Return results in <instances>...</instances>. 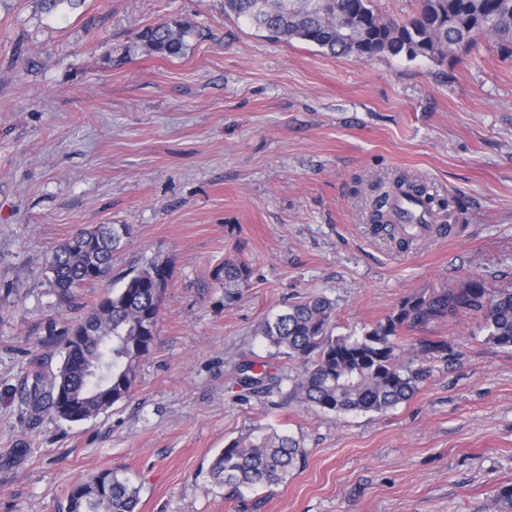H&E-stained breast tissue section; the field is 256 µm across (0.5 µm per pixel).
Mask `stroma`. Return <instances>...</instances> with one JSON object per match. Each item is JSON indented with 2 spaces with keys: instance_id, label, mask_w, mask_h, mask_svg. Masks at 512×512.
<instances>
[{
  "instance_id": "obj_1",
  "label": "stroma",
  "mask_w": 512,
  "mask_h": 512,
  "mask_svg": "<svg viewBox=\"0 0 512 512\" xmlns=\"http://www.w3.org/2000/svg\"><path fill=\"white\" fill-rule=\"evenodd\" d=\"M190 28L181 56L142 30ZM403 173L449 202L454 230L407 251L375 235L370 183ZM131 235L100 281L59 312L46 279L77 229ZM250 268L234 299L214 271ZM166 261L158 338L135 390L99 415L33 414L30 362L57 368L47 323L88 312L127 274ZM512 281V58L337 57L269 37L224 0H82L51 13L0 0V512H58L106 470L138 512H504L512 487V348L461 315L407 331L448 343L414 396L337 415L291 394L297 366L262 322L309 295L359 335L409 297L471 274ZM244 360L286 374L256 396ZM299 439L304 463L268 488L217 485L213 458L257 426Z\"/></svg>"
}]
</instances>
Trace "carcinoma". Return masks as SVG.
Instances as JSON below:
<instances>
[{
	"label": "carcinoma",
	"instance_id": "carcinoma-1",
	"mask_svg": "<svg viewBox=\"0 0 512 512\" xmlns=\"http://www.w3.org/2000/svg\"><path fill=\"white\" fill-rule=\"evenodd\" d=\"M224 11L275 38L300 40L332 55L422 58L442 65L470 55L484 39L501 55L512 56V0H419L415 15L404 22L380 16L372 0H332L325 9L313 0H224ZM186 34L188 28L181 24L161 23L143 30L139 38L151 51L177 57L186 49ZM393 185L394 193L385 191L375 199L376 212L385 207L394 212L393 202L400 195L433 210L434 199L424 184L400 175ZM82 233L75 231L47 262L48 284L61 309L75 306V289L96 281L92 269L111 270L113 253L131 231L126 224H100L90 231L92 246L73 245L72 239ZM166 273V262L153 260L74 324L61 331L48 326L49 340L62 346L66 363L47 375L40 359H33L32 384L25 392L33 412L45 408L65 421L79 422L132 395L158 333L164 296L152 288L154 276ZM249 276L250 268L238 259L224 260L215 272L226 288L238 287ZM460 314L479 318L489 342L512 348V286L491 288L480 275L406 299L360 336L333 334L335 306L322 295L307 296L266 319L260 333L271 347L300 364L290 395L301 403L337 414L383 413L416 391L421 371L411 368L413 361L448 351L442 339L421 340L408 348L403 330ZM256 366H240L241 386L261 392L280 388L283 377ZM109 388L110 399L103 396ZM305 455L295 437L260 426L230 440L213 459L210 473L216 483L235 490L271 487L286 480ZM138 503V489L107 470L72 483L60 512H136Z\"/></svg>",
	"mask_w": 512,
	"mask_h": 512
}]
</instances>
